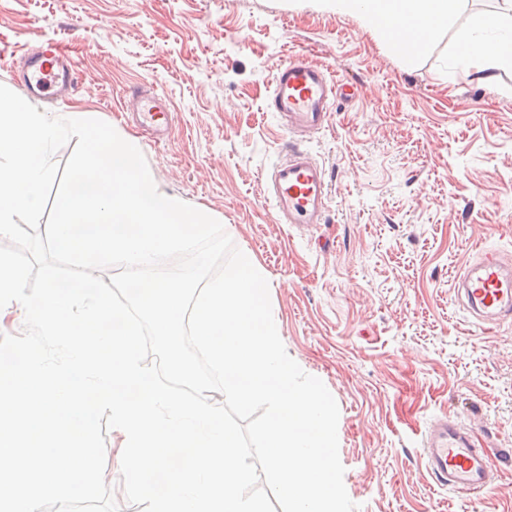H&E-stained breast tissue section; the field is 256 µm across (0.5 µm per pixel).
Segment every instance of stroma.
Returning <instances> with one entry per match:
<instances>
[{
	"label": "stroma",
	"mask_w": 512,
	"mask_h": 512,
	"mask_svg": "<svg viewBox=\"0 0 512 512\" xmlns=\"http://www.w3.org/2000/svg\"><path fill=\"white\" fill-rule=\"evenodd\" d=\"M501 11L461 0L434 42L397 56L316 0H0V84L25 95L30 42L67 49L79 88L39 108L112 125L267 272L287 353L339 407L361 512H512V322L475 329L455 291L472 257L512 254V67L488 86L453 63L474 18ZM292 56L357 91L296 142L330 174L309 229L277 222L264 180L288 137L265 101ZM137 87L170 105L165 140L130 120ZM444 414L492 449L494 490L426 471L423 434Z\"/></svg>",
	"instance_id": "stroma-1"
}]
</instances>
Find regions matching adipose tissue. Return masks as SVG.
<instances>
[{"label":"adipose tissue","mask_w":512,"mask_h":512,"mask_svg":"<svg viewBox=\"0 0 512 512\" xmlns=\"http://www.w3.org/2000/svg\"><path fill=\"white\" fill-rule=\"evenodd\" d=\"M323 9L359 11L364 27L381 33L388 49L404 54L428 46L447 27L456 0H319ZM462 72L493 84L495 70L512 65V24L480 17L457 56Z\"/></svg>","instance_id":"adipose-tissue-1"}]
</instances>
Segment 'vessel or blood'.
<instances>
[{
	"label": "vessel or blood",
	"instance_id": "obj_1",
	"mask_svg": "<svg viewBox=\"0 0 512 512\" xmlns=\"http://www.w3.org/2000/svg\"><path fill=\"white\" fill-rule=\"evenodd\" d=\"M30 95L62 96L75 90L78 74L55 45L31 55L24 77ZM353 89L338 85L328 70L303 57H291L274 72L267 100L269 111L286 122L289 133L311 134L325 127L335 101L354 98ZM141 126L165 132L172 114L159 95L135 91ZM268 191L277 219L284 224L322 223L328 208L329 175L309 153L291 147L267 175ZM469 309L479 324L512 320V259L486 253L468 262L460 279ZM422 455L428 473L451 490L487 491L494 486L489 449L475 447L470 431L453 416L443 415L423 436Z\"/></svg>",
	"mask_w": 512,
	"mask_h": 512
}]
</instances>
